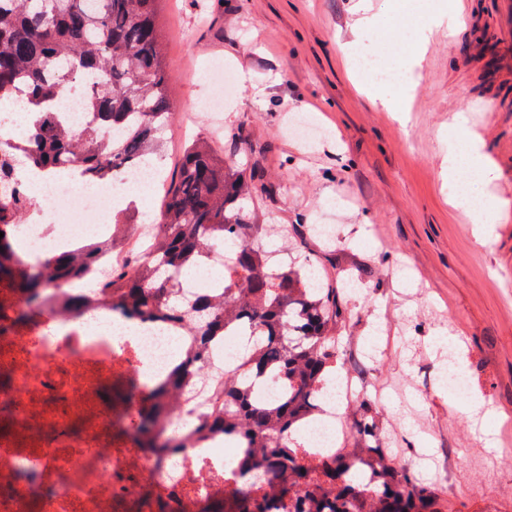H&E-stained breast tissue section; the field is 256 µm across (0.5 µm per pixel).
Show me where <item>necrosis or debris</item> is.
<instances>
[{
	"instance_id": "necrosis-or-debris-1",
	"label": "necrosis or debris",
	"mask_w": 512,
	"mask_h": 512,
	"mask_svg": "<svg viewBox=\"0 0 512 512\" xmlns=\"http://www.w3.org/2000/svg\"><path fill=\"white\" fill-rule=\"evenodd\" d=\"M159 180V174L125 168L107 184L87 186L75 177L52 182L47 193L54 201L75 204L72 223H40L43 210L36 196H29L22 206L27 230L17 247L31 270H39L78 240L110 236L111 225L97 220L104 199L121 200L136 183ZM0 312L9 316L0 323V365L12 373L9 387L0 390V405H11L20 421L40 427L32 447L21 433L0 437V512H28L33 503L38 512H114L118 500L145 490L162 498L168 512H201L229 483L258 491L267 487L268 477L241 473L242 449L225 445L220 432L181 435L173 455L145 448L131 435L117 448L100 445L114 422L111 407L95 402L102 378L134 383L125 415L135 419L159 380H170L176 355L196 349L197 338L182 321L131 314L117 300L76 308L65 300L28 304L7 292H0ZM250 362L251 348L238 332L213 337L207 364L174 395L158 431L160 441H167L177 424L221 417L225 376L246 375ZM354 391L353 380L340 375L332 391L320 395L318 418L305 424L308 447H341V412ZM90 408L96 414L86 432L65 441L73 416ZM26 472L35 473L37 483L23 480Z\"/></svg>"
}]
</instances>
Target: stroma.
I'll use <instances>...</instances> for the list:
<instances>
[{
  "label": "stroma",
  "instance_id": "35a3bbf8",
  "mask_svg": "<svg viewBox=\"0 0 512 512\" xmlns=\"http://www.w3.org/2000/svg\"><path fill=\"white\" fill-rule=\"evenodd\" d=\"M497 0H468L456 34L435 28L408 96L385 86L407 114L374 102L364 74L344 49H366L377 65L402 72V42L381 38L394 0H165L160 11L176 101L212 95L210 68L229 65L235 91L223 128L194 131L262 154L277 193L269 224L335 225L326 255L273 242L275 261L302 256L366 268L350 295L341 333L359 337L364 355H344L351 371L382 389L376 397L382 437L417 479L438 489L447 512H512V250L503 243L504 210L474 224L451 199L441 171L447 135L464 114L465 137L512 166V59L487 69L484 37L499 39ZM373 25L356 27L360 18ZM324 129L306 144L290 130L296 115ZM459 333L470 396L492 414L476 426L438 381L448 352L435 341ZM493 433L486 445L484 430Z\"/></svg>",
  "mask_w": 512,
  "mask_h": 512
}]
</instances>
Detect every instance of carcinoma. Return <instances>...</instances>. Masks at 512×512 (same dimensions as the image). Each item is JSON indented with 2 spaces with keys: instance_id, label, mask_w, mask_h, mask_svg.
<instances>
[{
  "instance_id": "carcinoma-1",
  "label": "carcinoma",
  "mask_w": 512,
  "mask_h": 512,
  "mask_svg": "<svg viewBox=\"0 0 512 512\" xmlns=\"http://www.w3.org/2000/svg\"><path fill=\"white\" fill-rule=\"evenodd\" d=\"M160 0H0V103L26 98L32 139L17 154L0 147L14 164L58 172L71 163L75 176L90 182L112 177L114 162L150 164L167 149L163 133L174 117L175 100L164 40L158 26ZM92 83L96 92L89 108L96 122L73 137L56 117L55 100L64 87ZM271 194L259 162L238 161L207 136H197L181 154L163 188L158 229L151 240L153 257L139 261L135 282L119 269L97 278V288L78 299L95 300L108 288L133 313L147 311L182 316L172 269H198L204 243L226 240L243 246L239 264L226 271L222 298L212 308L193 311L189 319L200 335L220 327H256L252 372L261 382L288 388L283 401L253 396L238 378H224L223 431L258 455L250 467L272 475V490L280 499L296 501L294 512H444L443 503L428 486L414 479L410 467L389 457L381 441L375 402L360 394V412L352 423L356 448L334 453L321 472L304 461L297 448L279 442L300 438L298 428L316 410L317 386L329 380L343 355L337 331L345 305L340 291L359 278L343 269V287L324 275L312 279L305 259L276 268L258 246L266 225L254 198ZM9 202L0 201V288H14L28 301L67 288L107 252L125 248L142 215L128 207L115 217L112 236L85 239L56 259L45 279L31 272L15 248L11 221L2 216ZM159 287L151 307L142 290ZM165 394L157 392L138 416L137 436L151 440L165 415ZM372 474L364 484L354 474ZM267 500L244 486L224 492L202 512H270Z\"/></svg>"
}]
</instances>
